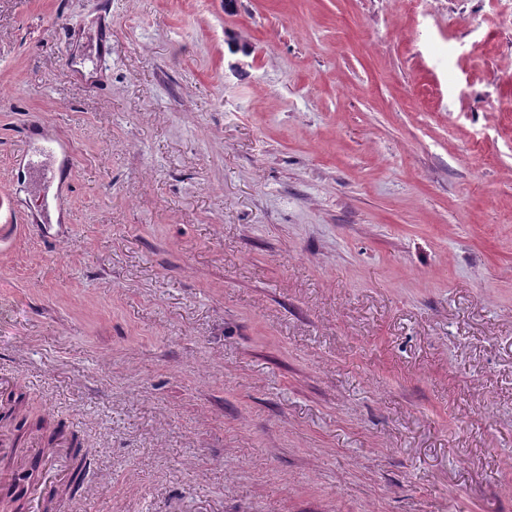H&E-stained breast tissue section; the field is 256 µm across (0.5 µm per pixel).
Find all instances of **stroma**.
Instances as JSON below:
<instances>
[{
	"label": "stroma",
	"mask_w": 512,
	"mask_h": 512,
	"mask_svg": "<svg viewBox=\"0 0 512 512\" xmlns=\"http://www.w3.org/2000/svg\"><path fill=\"white\" fill-rule=\"evenodd\" d=\"M1 224L61 512H512V0H0ZM72 441L77 445L76 448H73L74 463L72 468V475L69 483L66 485L64 493L60 497L61 500L64 498L63 495H65V498L75 497L81 488L87 469L90 465V461H88L90 454L88 448H81L75 434H72Z\"/></svg>",
	"instance_id": "obj_1"
}]
</instances>
